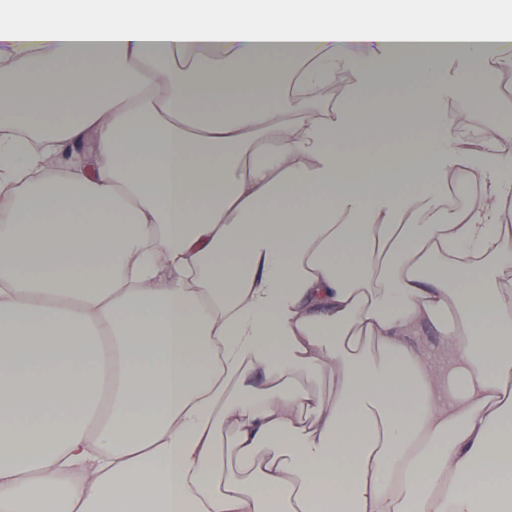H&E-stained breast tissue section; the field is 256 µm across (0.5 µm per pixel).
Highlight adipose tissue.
Here are the masks:
<instances>
[{
    "label": "adipose tissue",
    "mask_w": 512,
    "mask_h": 512,
    "mask_svg": "<svg viewBox=\"0 0 512 512\" xmlns=\"http://www.w3.org/2000/svg\"><path fill=\"white\" fill-rule=\"evenodd\" d=\"M36 2L0 12V512H512V129L458 131L431 46L495 84L512 16ZM344 67L333 111L285 90ZM90 69L123 92L81 106ZM418 335L414 336V342L420 345L430 357L436 360L445 358L446 353L441 339L431 326H424Z\"/></svg>",
    "instance_id": "obj_1"
}]
</instances>
